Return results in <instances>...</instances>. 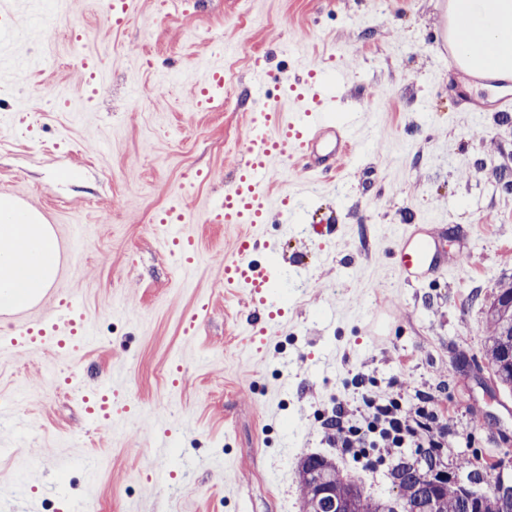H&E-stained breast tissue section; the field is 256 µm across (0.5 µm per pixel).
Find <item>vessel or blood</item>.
I'll list each match as a JSON object with an SVG mask.
<instances>
[{
    "mask_svg": "<svg viewBox=\"0 0 512 512\" xmlns=\"http://www.w3.org/2000/svg\"><path fill=\"white\" fill-rule=\"evenodd\" d=\"M291 114H284L280 98L268 95L264 88V71L255 69L252 93L260 105L262 126L253 131L239 146L240 162L231 187L224 193L220 216L227 224H248L252 230L238 238L233 257L224 261V283L231 288L258 297L266 292L269 279L264 269L256 266L257 254H271L274 239L263 230L272 216L288 214V202L274 199L270 185L278 164L299 158L308 171L325 176L335 171L341 159L356 146V130H340L329 126L326 118L335 111L336 101L325 89L317 66H309L302 77L289 84ZM183 212L170 208L161 220L160 233L185 262H193L196 248L186 235ZM395 270L403 280H411L427 270L447 273L448 248L441 238L424 235L421 225L404 227L396 237ZM84 314L81 306L68 303L62 324L44 328L42 324L27 325L12 339L19 346H54L72 350L85 342ZM85 410L98 429L111 430L112 396L102 389L84 397Z\"/></svg>",
    "mask_w": 512,
    "mask_h": 512,
    "instance_id": "obj_1",
    "label": "vessel or blood"
}]
</instances>
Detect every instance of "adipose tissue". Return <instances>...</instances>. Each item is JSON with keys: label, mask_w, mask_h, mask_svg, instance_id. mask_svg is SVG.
<instances>
[{"label": "adipose tissue", "mask_w": 512, "mask_h": 512, "mask_svg": "<svg viewBox=\"0 0 512 512\" xmlns=\"http://www.w3.org/2000/svg\"><path fill=\"white\" fill-rule=\"evenodd\" d=\"M453 44L463 70L487 79L512 77V0H449ZM484 40L485 66L469 59L473 36ZM57 269L47 224L7 195H0V311L26 308L44 295Z\"/></svg>", "instance_id": "ef3b65f1"}]
</instances>
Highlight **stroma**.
I'll use <instances>...</instances> for the list:
<instances>
[{
    "instance_id": "35a3bbf8",
    "label": "stroma",
    "mask_w": 512,
    "mask_h": 512,
    "mask_svg": "<svg viewBox=\"0 0 512 512\" xmlns=\"http://www.w3.org/2000/svg\"><path fill=\"white\" fill-rule=\"evenodd\" d=\"M443 0H135L113 26L108 0H0V194L38 212L64 255L41 301L0 316V337L83 303L96 344L0 354V512H302L300 460L335 459L367 494L395 501L391 464L330 447L337 404L391 389L428 398L448 422L445 470L498 463L512 482V390L483 351L486 312L512 281L511 96L449 66L434 35ZM322 64L331 125L363 114V148L336 178L280 166L267 265L278 334L224 284L244 224L215 204L240 161L253 64L271 96ZM238 95L195 97L212 65ZM481 114H473V105ZM309 193H299L301 183ZM195 221L198 259L159 238L173 202ZM426 225L466 261L404 281L395 230ZM79 372L80 383L65 382ZM116 386L127 408L99 433L82 394ZM163 418L159 441L143 433Z\"/></svg>"
}]
</instances>
